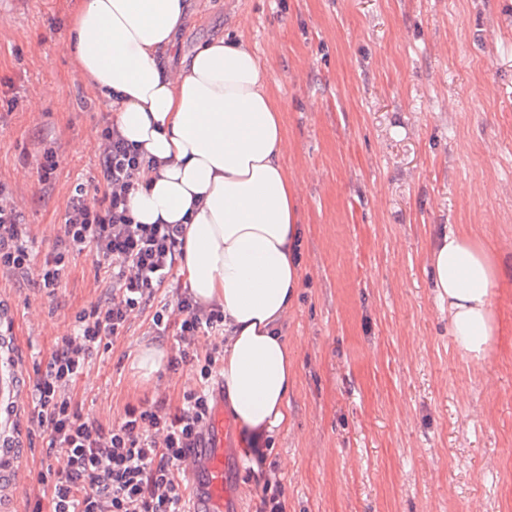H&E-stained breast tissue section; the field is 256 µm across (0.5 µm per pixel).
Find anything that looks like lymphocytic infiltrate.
<instances>
[{"label": "lymphocytic infiltrate", "instance_id": "1", "mask_svg": "<svg viewBox=\"0 0 512 512\" xmlns=\"http://www.w3.org/2000/svg\"><path fill=\"white\" fill-rule=\"evenodd\" d=\"M98 202L87 199L84 184L71 192L53 249L35 261L24 215L12 188L0 181V274L55 292L82 253L109 274L112 295L77 311L70 334L57 338L45 368L37 370L32 397L36 424L44 428L49 451H62L64 465L54 475L39 472L30 512H186V485L178 468L195 448L213 407L211 385L221 371L224 312L177 291L169 274L182 256L179 224H139L128 208V194L147 162L112 124L100 136ZM176 291L177 303L158 304L163 291ZM151 311L157 335L174 333L171 369L191 366L194 387L176 409L165 399L126 406L120 420L104 426L85 418L73 396L95 351L124 335L134 314ZM215 344L199 352L200 337Z\"/></svg>", "mask_w": 512, "mask_h": 512}]
</instances>
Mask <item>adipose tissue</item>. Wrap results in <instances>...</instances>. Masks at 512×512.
Instances as JSON below:
<instances>
[{"instance_id":"ef3b65f1","label":"adipose tissue","mask_w":512,"mask_h":512,"mask_svg":"<svg viewBox=\"0 0 512 512\" xmlns=\"http://www.w3.org/2000/svg\"><path fill=\"white\" fill-rule=\"evenodd\" d=\"M185 9V0H82L70 50L96 93L120 96L114 124L153 163L128 196L136 222L185 227L177 273L200 304L224 312V389L258 441L288 421L281 327L301 286L295 190L281 114L245 43L216 38L178 70L162 64ZM428 266L458 354L483 361L500 332L493 255L474 235L447 231Z\"/></svg>"}]
</instances>
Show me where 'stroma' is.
Returning a JSON list of instances; mask_svg holds the SVG:
<instances>
[{"label": "stroma", "mask_w": 512, "mask_h": 512, "mask_svg": "<svg viewBox=\"0 0 512 512\" xmlns=\"http://www.w3.org/2000/svg\"><path fill=\"white\" fill-rule=\"evenodd\" d=\"M75 0H0V181L14 190L36 260L53 248L72 187L89 198L109 105L68 50ZM164 64L204 42H248L282 112L284 163L303 228L301 286L284 328L288 425L239 434L245 512L260 478L285 512H512V0H187ZM38 111H31L33 100ZM62 165L40 183L36 157ZM488 244L501 269L502 332L486 361L462 359L428 255L444 231ZM109 287L76 256L55 293L0 275L29 367ZM174 353L149 313L92 356L75 392L103 425L163 393L184 366L132 376L140 344ZM62 165V156L55 146H44L37 160V174L43 184L53 180Z\"/></svg>", "instance_id": "stroma-1"}]
</instances>
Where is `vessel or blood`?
<instances>
[{
	"label": "vessel or blood",
	"instance_id": "vessel-or-blood-1",
	"mask_svg": "<svg viewBox=\"0 0 512 512\" xmlns=\"http://www.w3.org/2000/svg\"><path fill=\"white\" fill-rule=\"evenodd\" d=\"M28 376L12 318L0 308V512H22L17 495L24 459L20 408ZM214 398L202 438L180 466L188 482L186 512H244L241 490L231 476L239 461L236 426L224 411L223 392L215 391Z\"/></svg>",
	"mask_w": 512,
	"mask_h": 512
}]
</instances>
